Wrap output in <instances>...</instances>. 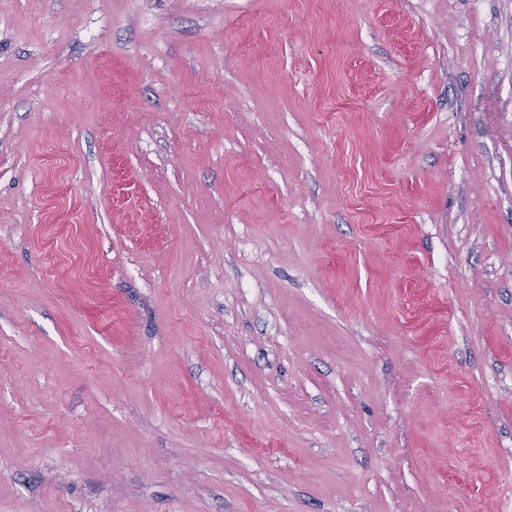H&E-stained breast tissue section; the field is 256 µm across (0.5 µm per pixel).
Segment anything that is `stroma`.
Here are the masks:
<instances>
[{
  "label": "stroma",
  "instance_id": "35a3bbf8",
  "mask_svg": "<svg viewBox=\"0 0 512 512\" xmlns=\"http://www.w3.org/2000/svg\"><path fill=\"white\" fill-rule=\"evenodd\" d=\"M0 512H512V0H0Z\"/></svg>",
  "mask_w": 512,
  "mask_h": 512
}]
</instances>
